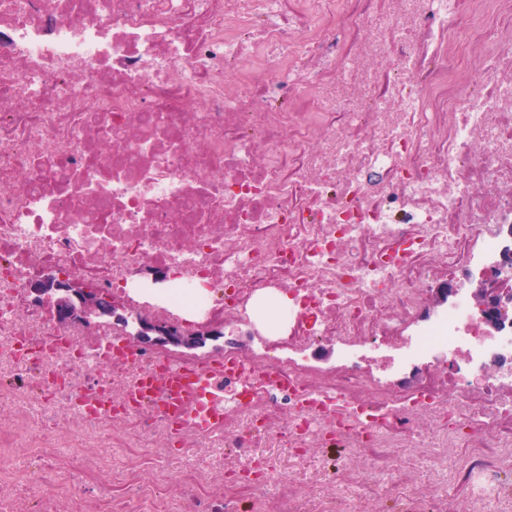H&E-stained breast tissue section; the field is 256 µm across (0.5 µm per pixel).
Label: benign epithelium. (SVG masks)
Segmentation results:
<instances>
[{"label": "benign epithelium", "mask_w": 512, "mask_h": 512, "mask_svg": "<svg viewBox=\"0 0 512 512\" xmlns=\"http://www.w3.org/2000/svg\"><path fill=\"white\" fill-rule=\"evenodd\" d=\"M505 283L494 270L477 282L472 298L480 312L492 310L491 322L498 323V299ZM29 304L48 313L59 322L89 323L94 319L115 321L125 319L122 307L112 298L104 296L81 283L70 281L51 269L35 275L28 287ZM224 336V326L202 328L192 334L181 333L159 321H142L134 339L141 344L157 346L163 350L171 347L194 350L209 340Z\"/></svg>", "instance_id": "7a95c632"}]
</instances>
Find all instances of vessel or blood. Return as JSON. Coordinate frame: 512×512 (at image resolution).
<instances>
[{
  "mask_svg": "<svg viewBox=\"0 0 512 512\" xmlns=\"http://www.w3.org/2000/svg\"><path fill=\"white\" fill-rule=\"evenodd\" d=\"M207 379L203 370L166 366L156 372L137 374L127 388V398L136 404H154L175 431L189 413L202 405Z\"/></svg>",
  "mask_w": 512,
  "mask_h": 512,
  "instance_id": "vessel-or-blood-1",
  "label": "vessel or blood"
}]
</instances>
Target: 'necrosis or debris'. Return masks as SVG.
<instances>
[{
  "label": "necrosis or debris",
  "instance_id": "necrosis-or-debris-1",
  "mask_svg": "<svg viewBox=\"0 0 512 512\" xmlns=\"http://www.w3.org/2000/svg\"><path fill=\"white\" fill-rule=\"evenodd\" d=\"M509 224L512 0H0V512H264L274 481L291 512H340L384 477L393 512H450L460 474L473 512H512V298L491 328L461 288L401 336L444 266L461 284L504 268L512 289ZM43 267L182 330L251 324L281 293L288 316L255 352L141 346L123 365L126 329L28 305ZM368 322L398 368L440 357L464 378L404 394L364 373ZM330 337L340 371L296 360ZM165 364L213 368L223 435L128 407L136 370ZM335 447L391 454L344 459L312 499L285 483ZM416 456L432 494L397 465Z\"/></svg>",
  "mask_w": 512,
  "mask_h": 512
}]
</instances>
